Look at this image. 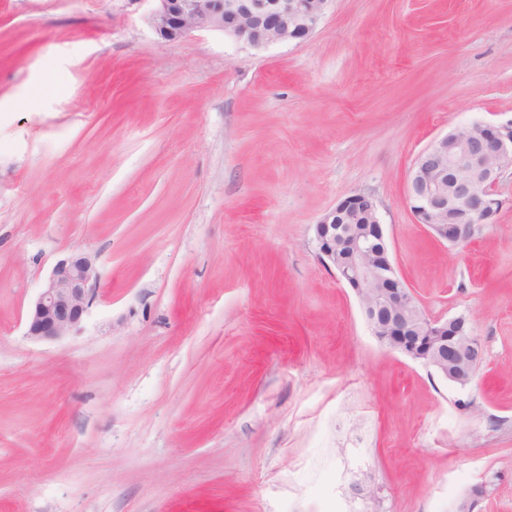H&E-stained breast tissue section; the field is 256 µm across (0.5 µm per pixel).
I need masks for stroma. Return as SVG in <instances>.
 <instances>
[{
	"label": "stroma",
	"instance_id": "35a3bbf8",
	"mask_svg": "<svg viewBox=\"0 0 512 512\" xmlns=\"http://www.w3.org/2000/svg\"><path fill=\"white\" fill-rule=\"evenodd\" d=\"M150 0H0V512H512V169L467 246L407 205L512 122V0H332L302 43L168 42ZM371 195L458 387L382 346L313 226ZM89 255L78 328L25 316Z\"/></svg>",
	"mask_w": 512,
	"mask_h": 512
}]
</instances>
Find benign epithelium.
Masks as SVG:
<instances>
[{
	"mask_svg": "<svg viewBox=\"0 0 512 512\" xmlns=\"http://www.w3.org/2000/svg\"><path fill=\"white\" fill-rule=\"evenodd\" d=\"M147 22L164 40L179 41L195 31H220L261 48L309 40L331 0H152ZM512 168V123H474L433 140L417 156L408 180L407 201L417 219L441 241L468 243L475 229L491 223L499 199L495 187ZM368 213L372 225H336ZM319 257L355 292L372 334L387 348L418 360L461 388L480 368L481 345L464 330L463 316L431 320L417 306L398 274L374 200L363 193L346 197L313 225ZM97 281L91 259L73 254L53 268L26 319V336L59 339L76 327L90 304ZM388 314L387 323L376 319ZM425 330L430 346L398 340Z\"/></svg>",
	"mask_w": 512,
	"mask_h": 512,
	"instance_id": "benign-epithelium-1",
	"label": "benign epithelium"
}]
</instances>
